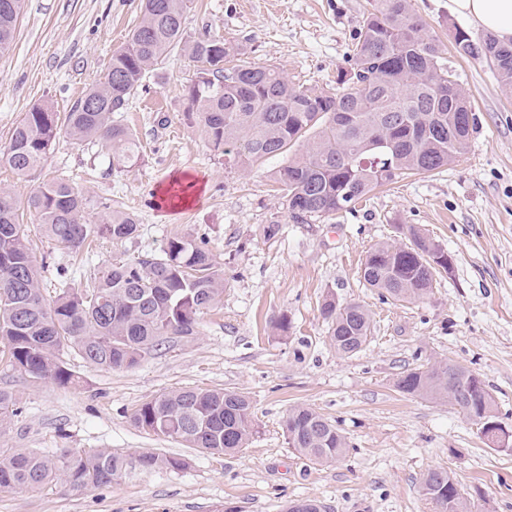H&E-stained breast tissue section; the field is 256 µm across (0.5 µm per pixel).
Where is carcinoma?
<instances>
[{
  "label": "carcinoma",
  "mask_w": 512,
  "mask_h": 512,
  "mask_svg": "<svg viewBox=\"0 0 512 512\" xmlns=\"http://www.w3.org/2000/svg\"><path fill=\"white\" fill-rule=\"evenodd\" d=\"M25 2L0 0V54L14 43ZM186 10L187 0H140L139 23L65 116L75 144H104L117 168L137 163L139 140L113 115L126 110L147 73L184 52L199 64L187 89L188 119L230 166L288 154L272 176L298 221L350 210L377 187L441 170L466 152L477 118L441 43L414 15L410 0H369L352 44L350 70L339 72L334 93L297 85L270 66L232 64L239 48L210 36L190 37ZM455 43L460 53L490 61L502 90L512 95V44L490 34L474 41L461 30ZM58 133L51 106H34L13 129L0 160L25 179L42 164ZM382 140L391 147L374 148ZM91 207V200L62 178L27 198L47 236L68 251L79 252L98 239L118 244L138 235L133 213L106 205L104 217L92 222ZM19 210L13 192L0 189V343L8 348L9 365L19 371L77 386L80 377L65 367L69 353L100 369L132 368L167 338L197 335L201 316L223 302L224 271L205 241L175 235L159 255L112 262L90 288L62 282L48 303ZM408 233L410 244L379 243L362 267L364 281L394 301L426 298L439 272L426 256L440 247L412 227ZM322 315L338 354L352 356L368 342L372 317L363 306L329 299ZM450 379L464 413L493 402L475 373L451 362L410 369L396 387L446 400ZM131 421L161 440L210 454L236 452L255 433L249 397L221 388H183L152 397L134 409ZM282 429L291 449L311 462L335 461L348 451L336 425L310 407L291 408ZM186 465L183 458L152 451L68 450L49 456L11 448L0 451V490L36 492L54 481L86 490ZM421 492L437 512H471L446 470L429 471ZM284 512H322V506L297 499Z\"/></svg>",
  "instance_id": "obj_1"
}]
</instances>
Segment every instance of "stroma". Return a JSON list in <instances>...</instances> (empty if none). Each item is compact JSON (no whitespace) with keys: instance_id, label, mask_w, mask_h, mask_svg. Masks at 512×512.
Here are the masks:
<instances>
[{"instance_id":"obj_1","label":"stroma","mask_w":512,"mask_h":512,"mask_svg":"<svg viewBox=\"0 0 512 512\" xmlns=\"http://www.w3.org/2000/svg\"><path fill=\"white\" fill-rule=\"evenodd\" d=\"M411 5L443 42L478 130L451 166L376 190L355 210L298 223L272 187L280 159L250 171L225 166L185 116L197 64L179 54L147 76L120 115L141 144L136 165L113 169L101 144L79 146L64 133L26 179L0 163V188L19 201L63 178L96 202L90 219L109 199L139 219L137 238L104 241L76 257L24 214L45 299H53L60 271L82 288L113 260L160 252L176 234L205 240L224 270V300L203 316L197 336L167 339L135 368L104 370L71 356L81 384L61 386L12 369L0 345V390L17 407L0 425V448L188 459L186 469L148 471L100 489L53 483L37 492L0 491V512H222L227 505L282 512L305 498L326 512H436L420 490L433 469L454 475L474 512H512V452L489 447L458 407L396 387L412 368L463 365L482 379L499 421L512 430V96L502 93L489 63L455 48L456 30L475 40L482 30L448 0ZM367 7V0H190L185 27L241 48L243 61L332 91ZM138 19V0H27L15 41L0 54V149L33 106L68 112ZM177 179L195 182L197 197L160 205ZM270 224L279 227L271 239ZM410 226L445 250L452 267L437 274L423 300H383L365 285L362 263L377 243L408 242ZM329 296L372 315L371 341L356 355H339L329 344L321 314ZM283 315L291 328L278 336L272 324ZM182 387L248 395L256 433L247 447L203 454L132 424L140 403ZM296 405L337 422L349 442L343 458L314 464L290 449L282 420Z\"/></svg>"}]
</instances>
